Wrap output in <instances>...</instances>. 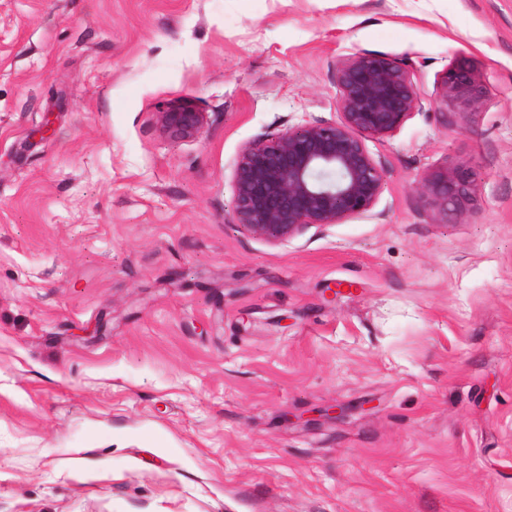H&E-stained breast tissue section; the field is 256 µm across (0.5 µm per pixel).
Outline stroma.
Listing matches in <instances>:
<instances>
[{
	"label": "stroma",
	"instance_id": "stroma-1",
	"mask_svg": "<svg viewBox=\"0 0 512 512\" xmlns=\"http://www.w3.org/2000/svg\"><path fill=\"white\" fill-rule=\"evenodd\" d=\"M357 52L430 102L370 212L269 244L238 152L337 120ZM0 512H512V0H0ZM486 92L481 75L471 65L461 63L445 73L441 81V99L463 112H477L484 104ZM156 121L165 137L181 142L196 138L205 127L207 116L193 105L175 103L157 112ZM422 192L429 204L448 218V213L462 215L475 195L476 185L468 169L453 166L426 178Z\"/></svg>",
	"mask_w": 512,
	"mask_h": 512
}]
</instances>
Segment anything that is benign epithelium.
I'll list each match as a JSON object with an SVG mask.
<instances>
[{"mask_svg":"<svg viewBox=\"0 0 512 512\" xmlns=\"http://www.w3.org/2000/svg\"><path fill=\"white\" fill-rule=\"evenodd\" d=\"M339 118L306 122L242 145L232 175L233 217L254 236L281 245L312 226L342 224L376 205L385 172L366 140L396 133L422 108L415 69L380 54L346 58L336 73ZM486 92L481 75L461 63L445 73L441 99L476 112ZM173 142L196 138L206 113L188 103L170 104L156 115ZM423 195L441 215H462L476 185L471 172L453 166L426 178Z\"/></svg>","mask_w":512,"mask_h":512,"instance_id":"1","label":"benign epithelium"}]
</instances>
